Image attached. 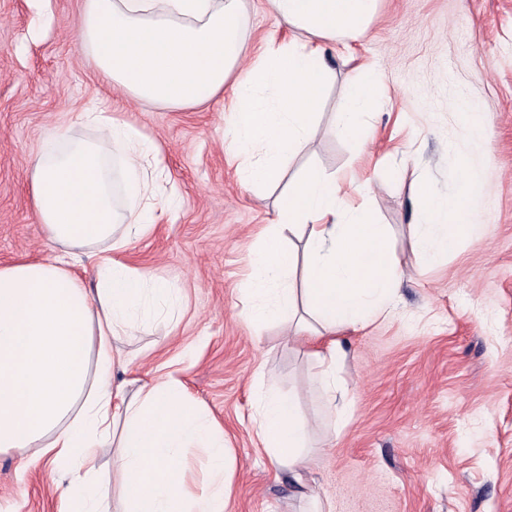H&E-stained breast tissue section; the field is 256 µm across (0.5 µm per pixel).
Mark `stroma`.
I'll return each instance as SVG.
<instances>
[{"label": "stroma", "instance_id": "1", "mask_svg": "<svg viewBox=\"0 0 512 512\" xmlns=\"http://www.w3.org/2000/svg\"><path fill=\"white\" fill-rule=\"evenodd\" d=\"M82 0H0V265L52 251L31 197L28 160L61 128L91 140L79 120L94 108L128 121L161 147L163 191L150 231L120 254L180 291L169 336L146 329L122 342L115 380L174 371L218 420L234 450L229 512H512V0H383L378 18L334 59L339 77L360 63L380 74L367 142L334 131L341 87L286 164L358 170L372 190L350 192L390 225L403 273L384 316L350 332L343 372L353 413L333 434L312 362L279 326L254 333L239 318L248 247L274 215L278 188L250 191L222 145L229 113L216 98L193 108L140 106L104 84L79 37ZM249 52L281 41L265 0H249ZM480 105L490 140L487 185L475 199L480 240L462 241L434 266L410 237L419 182L458 192L465 133L461 98ZM295 393L323 450L295 493L256 436L254 374ZM0 452V512H56L46 463L19 466Z\"/></svg>", "mask_w": 512, "mask_h": 512}]
</instances>
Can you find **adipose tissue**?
<instances>
[{"label":"adipose tissue","mask_w":512,"mask_h":512,"mask_svg":"<svg viewBox=\"0 0 512 512\" xmlns=\"http://www.w3.org/2000/svg\"><path fill=\"white\" fill-rule=\"evenodd\" d=\"M291 38L243 62L244 0H83L81 41L99 73L133 100L192 107L231 91L227 150L248 182L278 178L285 160L311 135L324 91L335 81L329 54L365 34L380 0H266ZM378 75L359 64L343 83L338 132L366 131ZM456 116L467 149L457 163L459 192L447 199L420 185L410 233L426 263L479 239L473 193L485 183L490 147L476 104L460 99ZM92 140L60 130L30 159L36 218L56 256L0 266V451H28L59 473L58 512H225L236 458L219 423L174 375L113 382L117 342L138 335L149 308L175 291L128 266L117 253L147 233L165 175L159 146L108 112H84ZM123 147L126 201L117 208L103 145ZM335 176L318 167L289 183L260 243L249 255L253 331L285 327L307 346L336 426L350 415L339 374L341 338L381 316L399 282L387 225L367 207L345 208ZM301 226L304 304L290 284L293 258L284 227ZM95 262L92 280L76 267ZM257 436L270 463L300 486L316 451L312 428L292 394L271 388L257 406ZM205 452L208 478L188 475L187 451ZM112 457L120 505L108 508L97 482Z\"/></svg>","instance_id":"1"}]
</instances>
